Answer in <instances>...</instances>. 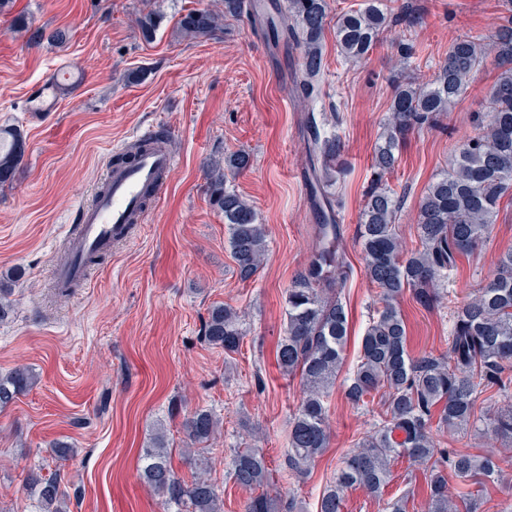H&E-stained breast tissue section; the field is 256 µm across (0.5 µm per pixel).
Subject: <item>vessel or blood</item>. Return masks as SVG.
<instances>
[{
    "mask_svg": "<svg viewBox=\"0 0 512 512\" xmlns=\"http://www.w3.org/2000/svg\"><path fill=\"white\" fill-rule=\"evenodd\" d=\"M77 76L73 67L56 69L30 90L29 111H54L60 93L71 89ZM160 137L158 128L153 125L136 131L131 137L132 142L139 145L134 162L112 165L91 200L77 206V222L66 239L67 256L52 266L55 287L81 286L88 276L86 257L111 250L127 238L132 224L140 222L147 198L167 183L177 164L173 149L161 142Z\"/></svg>",
    "mask_w": 512,
    "mask_h": 512,
    "instance_id": "b4317fda",
    "label": "vessel or blood"
}]
</instances>
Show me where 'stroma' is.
<instances>
[{
	"instance_id": "stroma-1",
	"label": "stroma",
	"mask_w": 512,
	"mask_h": 512,
	"mask_svg": "<svg viewBox=\"0 0 512 512\" xmlns=\"http://www.w3.org/2000/svg\"><path fill=\"white\" fill-rule=\"evenodd\" d=\"M219 0H11L0 11V128L21 133L24 156L14 181L0 187V274L12 276L11 311L0 322V375L19 367L36 382L0 410V512H34L23 489L31 466L60 471L69 512H167L162 497L139 478L140 456L165 432L172 466L191 477L200 461L224 500V512H244L250 496L228 478L234 449H263L269 495L278 512H316L317 501L343 456L373 429L383 407L374 398L353 405L344 394L361 338L378 306L355 241L364 194L373 178L372 149L390 106L394 44L415 53L411 68L432 75L457 37L495 31L501 0H408L410 22L393 23L360 62L338 52L333 27L323 37L320 90L300 99L289 75L299 54L273 52L249 14L226 18L217 39L181 38L176 26L193 9ZM155 13L159 25L145 40L137 20ZM68 30L65 45L30 42L15 23ZM71 66L82 80L56 111L26 110L27 94L55 69ZM498 75L487 66L470 82L446 129L411 134L386 177L400 195L396 224L407 249L417 248L421 197L446 170L472 133ZM337 115L344 174L336 185L342 228L334 248L345 258L337 294L349 313L344 363L327 401L330 445L308 475L286 464L289 421L303 396L299 377L276 360L285 332L286 293L315 246L316 220L305 170L300 124L305 113ZM174 129L178 163L158 205L143 223L94 265L83 287L53 288L51 263L70 230L76 204L90 198L116 148L139 127ZM250 157L227 184L254 206L268 252L256 276L240 281L223 215L209 204L206 170L234 152ZM512 249V199L503 200L487 243L462 257L457 270L424 306L405 292L398 307L413 355L448 352L452 310L496 272ZM244 317L238 351L208 345L202 326L212 306ZM198 408L220 419L205 449L190 448L185 417ZM438 447L492 453L507 461L498 483L483 490L487 512H512V441L478 431L433 434ZM72 444L76 455L58 461L50 446ZM427 465L397 458L382 499L353 489L344 512H390L408 497L409 512H427Z\"/></svg>"
}]
</instances>
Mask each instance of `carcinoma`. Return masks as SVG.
I'll return each instance as SVG.
<instances>
[{
  "instance_id": "obj_1",
  "label": "carcinoma",
  "mask_w": 512,
  "mask_h": 512,
  "mask_svg": "<svg viewBox=\"0 0 512 512\" xmlns=\"http://www.w3.org/2000/svg\"><path fill=\"white\" fill-rule=\"evenodd\" d=\"M221 9L191 10L178 22L184 38H215L226 16L242 13L243 0H220ZM509 13L506 24L485 35H465L448 45L434 75L406 68L391 77V103L374 146L372 167L377 179L360 212L357 243L369 282L378 290L382 309L368 324L361 354L345 395L357 405L382 392L383 418L345 457L334 481L318 500L317 512H343L345 493L364 489L379 498L390 482V463L400 456L430 465L428 512H478L480 490L470 486L495 483L504 459L492 454L452 453L435 446L432 428L466 432L471 428L512 439V406L481 414L476 411L480 386L497 388L512 398V250L499 256L495 276L480 283L453 312L448 355L413 356L407 349V330L397 303L405 290L429 305L440 282L457 270L460 257L470 254L490 235L501 201L512 193V0H502ZM390 0H367L358 10L336 15V45L348 61L366 59L394 18ZM329 20L327 0H288L278 17L264 19L267 34L301 52L296 89L306 98L317 89L324 69L322 39ZM29 39L63 44L64 29L50 33L26 28ZM493 58L500 72L483 108L472 113L473 134L459 148L448 170L422 196L416 230L421 248L407 251L396 229L400 196L382 183L397 162L400 143L413 131L442 125L475 74ZM310 196L320 244L308 266L288 288L286 329L277 349L284 372L298 374L304 396L288 431V469L304 475L328 448L330 433L326 401L344 360L349 319L336 296L344 265L328 247L341 234L336 213V184L341 141L320 133L314 113L304 121ZM24 153L21 135L0 129V185L12 181ZM249 156L232 153L211 163L207 194L210 205L224 214L228 243L240 279L246 281L261 268L267 253L264 225L240 194L226 184V172L249 166ZM244 331L239 312L227 305L209 311L202 337L226 352L238 350ZM35 382L26 369L0 376V409L11 405ZM219 419L208 409L185 418L183 430L192 445H210ZM141 476L174 512H221L223 500L208 474L206 462L189 480L171 464L164 436L154 438L141 455ZM228 475L244 489L267 486L269 470L261 448L237 449ZM459 481L458 501L448 496L449 478ZM24 489L37 512H67V491L60 473L30 469ZM245 512H274L270 496L249 498Z\"/></svg>"
}]
</instances>
